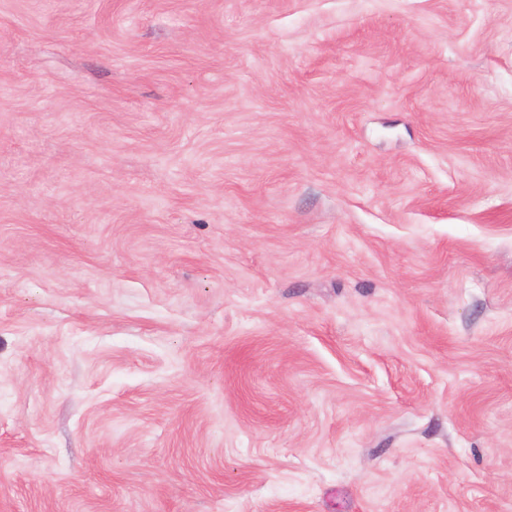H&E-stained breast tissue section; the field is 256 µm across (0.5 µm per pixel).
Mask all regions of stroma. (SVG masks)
Segmentation results:
<instances>
[{
  "label": "stroma",
  "instance_id": "obj_1",
  "mask_svg": "<svg viewBox=\"0 0 512 512\" xmlns=\"http://www.w3.org/2000/svg\"><path fill=\"white\" fill-rule=\"evenodd\" d=\"M0 512H512V0H0Z\"/></svg>",
  "mask_w": 512,
  "mask_h": 512
}]
</instances>
